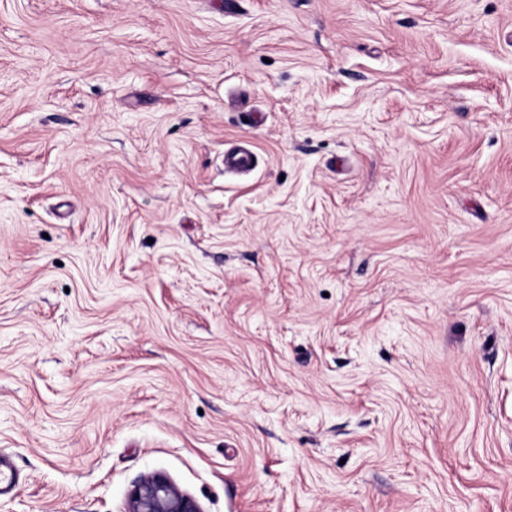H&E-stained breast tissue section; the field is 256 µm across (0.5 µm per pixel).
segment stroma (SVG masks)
Returning a JSON list of instances; mask_svg holds the SVG:
<instances>
[{
  "mask_svg": "<svg viewBox=\"0 0 512 512\" xmlns=\"http://www.w3.org/2000/svg\"><path fill=\"white\" fill-rule=\"evenodd\" d=\"M0 461L512 512V0H0ZM254 151L247 146H238L224 154V170L226 172H246L253 168Z\"/></svg>",
  "mask_w": 512,
  "mask_h": 512,
  "instance_id": "1",
  "label": "stroma"
}]
</instances>
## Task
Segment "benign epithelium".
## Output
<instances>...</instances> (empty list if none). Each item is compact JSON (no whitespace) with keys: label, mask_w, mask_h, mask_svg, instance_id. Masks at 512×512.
I'll return each instance as SVG.
<instances>
[{"label":"benign epithelium","mask_w":512,"mask_h":512,"mask_svg":"<svg viewBox=\"0 0 512 512\" xmlns=\"http://www.w3.org/2000/svg\"><path fill=\"white\" fill-rule=\"evenodd\" d=\"M127 512H202L198 502L162 472L140 477L128 495Z\"/></svg>","instance_id":"benign-epithelium-1"}]
</instances>
